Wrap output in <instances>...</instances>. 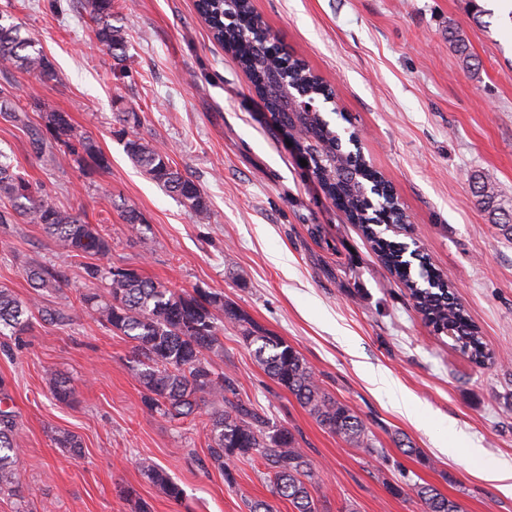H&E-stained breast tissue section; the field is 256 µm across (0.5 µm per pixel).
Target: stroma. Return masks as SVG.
Segmentation results:
<instances>
[{"instance_id":"obj_1","label":"stroma","mask_w":512,"mask_h":512,"mask_svg":"<svg viewBox=\"0 0 512 512\" xmlns=\"http://www.w3.org/2000/svg\"><path fill=\"white\" fill-rule=\"evenodd\" d=\"M270 33L335 93L320 103L341 136L356 133L366 160L391 186L416 242L480 328L492 358L482 365L433 331L356 225L336 209L289 139L269 122L238 61L212 37L196 0L116 4L123 45L110 54L80 0H0V13L40 35L56 79L0 74L30 118L0 117V153L66 209L104 225L112 252L169 287L218 293L294 347L326 391L353 408L378 451L352 448L322 427L257 364L239 333L225 328L222 368L244 399L295 434L317 476L320 512H421L410 490L427 484L465 512H512L501 490L465 451L512 469V241L473 195L474 179L512 201V0H252ZM486 13L473 22L471 10ZM458 28L478 63L467 70L452 44ZM67 113L77 133L109 159L99 170L58 154L46 163L31 145L50 113ZM135 112L139 133L162 146L210 208L206 222L136 167L115 135L114 117ZM142 224L126 223L118 204ZM150 250H143V241ZM61 271L66 294L90 288L79 258L34 224L0 227V287L32 290L25 268ZM0 350L17 415L21 494L0 495V512H248L274 500L258 457L228 463L226 482L208 459L207 410L174 425L143 404L129 365L131 341L74 306L67 326L34 321ZM66 376L71 401L50 393L47 372ZM381 373L412 396L409 418L369 380ZM83 444L75 457L56 432ZM403 434L418 448L403 455ZM167 470L184 490L174 502L142 474ZM132 497H123V490Z\"/></svg>"}]
</instances>
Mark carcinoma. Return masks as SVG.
I'll return each mask as SVG.
<instances>
[{
    "mask_svg": "<svg viewBox=\"0 0 512 512\" xmlns=\"http://www.w3.org/2000/svg\"><path fill=\"white\" fill-rule=\"evenodd\" d=\"M83 8L97 24V35L110 50L122 41L121 30L112 26L114 0H84ZM197 10L208 23L213 38L238 59L248 73L252 87L264 101L272 123L295 139L297 149L308 156L312 173L322 183L336 208L359 226L372 243L387 269L408 288L417 310L437 333H451L453 347L476 364H483L489 351L479 327L456 297L453 287L436 271L418 249L384 236L382 225L402 226L404 212L388 185L366 161L360 149L346 150L342 139L320 110L311 107L316 99H329L321 79L271 37L265 23L254 12L251 0H197ZM466 68L470 55L462 34L448 29ZM39 39L29 30L0 16V70H25L52 79L51 62L37 48ZM0 115L22 120L25 113L0 90ZM120 140L128 157L154 182L177 196L198 218L208 217L209 204L198 185L172 166L162 148L139 136L141 117L122 113ZM65 146L78 163L90 162L105 170L107 157L86 137L74 134L67 114L53 112L46 132L32 133L36 153L55 161L54 147ZM480 203L512 239V205L499 199L494 188L478 186ZM0 198L8 206L0 209V224H14L22 218L39 225L56 246L84 257H104L111 242L81 215L61 207L54 196L0 160ZM88 279L101 288L82 294L83 306L98 320L133 342L131 368L143 390L146 407L170 422L188 419L207 407L208 451L211 465L232 482L225 460L259 456L271 474L272 493L288 500L296 512H319L314 496L317 485L312 464L299 441L287 427L278 425L240 398L233 379L215 359L224 357V326L231 325L252 349L264 373L288 390L315 420L343 442L378 452L375 438L364 420L348 405L334 399L316 378L302 355L283 339L272 335L244 310L224 296L197 290L186 293L142 276L137 270L110 265L88 264ZM25 274L32 288L58 295L50 305L24 301L0 287V336H20L31 327L33 311L51 324L67 326L72 321V304L63 292L60 272L40 262H31ZM47 381L54 396L66 401L72 394L67 381L51 372ZM8 394L0 398V494L16 495L19 488L17 462L22 448L14 433L16 415L7 407ZM55 444L70 454L82 453L81 442L69 432H60ZM144 477L161 488L174 502L183 489L163 470L146 465ZM413 495L422 512H464L463 504L433 489L415 484Z\"/></svg>",
    "mask_w": 512,
    "mask_h": 512,
    "instance_id": "1",
    "label": "carcinoma"
}]
</instances>
